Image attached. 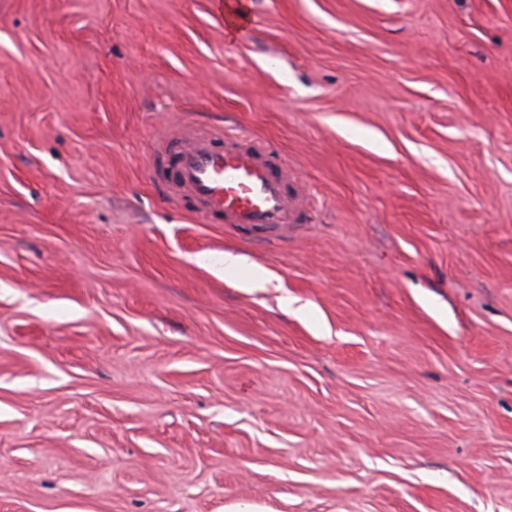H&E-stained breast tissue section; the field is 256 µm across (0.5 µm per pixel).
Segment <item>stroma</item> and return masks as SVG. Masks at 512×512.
<instances>
[{
  "label": "stroma",
  "mask_w": 512,
  "mask_h": 512,
  "mask_svg": "<svg viewBox=\"0 0 512 512\" xmlns=\"http://www.w3.org/2000/svg\"><path fill=\"white\" fill-rule=\"evenodd\" d=\"M251 13L0 0V512H512V0ZM191 117L287 236L155 192ZM220 11L224 14V25L226 30L235 32L238 39L248 37L251 30V23L248 5L244 0L218 1Z\"/></svg>",
  "instance_id": "1"
}]
</instances>
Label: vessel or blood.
I'll return each instance as SVG.
<instances>
[{
    "label": "vessel or blood",
    "instance_id": "b4317fda",
    "mask_svg": "<svg viewBox=\"0 0 512 512\" xmlns=\"http://www.w3.org/2000/svg\"><path fill=\"white\" fill-rule=\"evenodd\" d=\"M224 25L237 38L248 37L251 23L246 0H222ZM173 157L176 180L167 184L157 172ZM154 188L173 207L190 199L196 215L222 214L225 223L249 225L280 237L299 223L306 203L299 191L289 190L291 172L267 146H244L236 137L214 128L204 135L185 126L176 143H160L149 160Z\"/></svg>",
    "mask_w": 512,
    "mask_h": 512
}]
</instances>
